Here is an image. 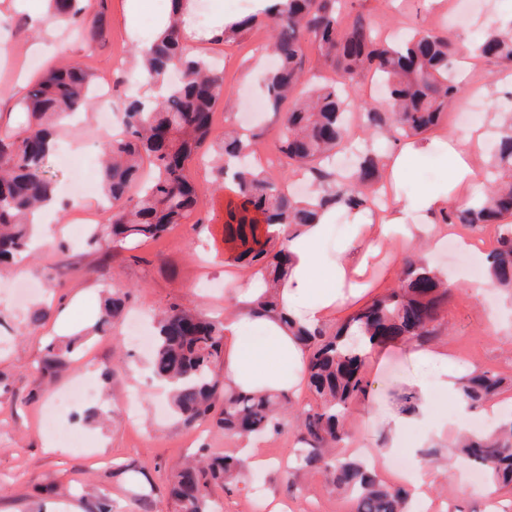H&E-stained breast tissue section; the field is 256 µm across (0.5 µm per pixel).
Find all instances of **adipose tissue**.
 I'll use <instances>...</instances> for the list:
<instances>
[{
  "instance_id": "adipose-tissue-1",
  "label": "adipose tissue",
  "mask_w": 512,
  "mask_h": 512,
  "mask_svg": "<svg viewBox=\"0 0 512 512\" xmlns=\"http://www.w3.org/2000/svg\"><path fill=\"white\" fill-rule=\"evenodd\" d=\"M472 150L471 139L449 141L450 180L446 188L422 196L418 206L420 221L409 222L410 207L399 199L372 224L366 223L364 211H352L354 232L350 247H358V256H350V248H344L334 261L323 260L320 244L332 211L323 212L319 223L298 235L287 226H279L278 239L292 260L287 278L276 290L278 308L263 316L253 314L252 303L262 293L259 280L238 286L234 294L237 311L224 322L225 383L242 391L300 393L307 379L308 352L289 331V322L322 325L335 312L365 296L369 284L364 276L393 232H402L411 240L438 236L436 218L449 205L463 203L465 195L475 196L482 190L483 178L471 162ZM415 357L431 370L434 383L447 392L453 415L465 418L468 411L458 389L456 365L447 349L434 346L416 352ZM418 396L416 413L392 417L380 455L398 448L407 430L417 423L430 425L422 439L426 445L447 431L448 417L436 408L429 385L419 384Z\"/></svg>"
}]
</instances>
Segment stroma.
<instances>
[{
	"mask_svg": "<svg viewBox=\"0 0 512 512\" xmlns=\"http://www.w3.org/2000/svg\"><path fill=\"white\" fill-rule=\"evenodd\" d=\"M127 4L128 0H103V36L83 42L73 39L63 24H29L30 14L44 9L43 0H0V91L11 96L0 108V130L26 124L21 100L43 69L77 62L92 72L95 84L111 80L112 93L102 98L99 111L81 114L57 128L56 138L63 145L80 146L84 156L100 163V145L106 139L99 127L100 112L111 113L113 122L121 123L128 96L138 93L144 82L133 63L132 49L151 32L129 30ZM455 4L456 0H443L439 5L430 0H358L359 10L372 20L380 36L412 29L448 31L462 57L471 62L463 74L466 93L457 105L480 109L481 123L468 127L450 117L427 134L433 150L411 159L393 184L394 194L407 202L447 181L449 135L496 133L495 110L512 96V75L495 59L474 51L494 21L512 16V0H496L493 8L473 15L463 31L455 27ZM268 38V30L258 28L234 43L195 45L206 56H223L226 98L213 115V138L201 147L191 166L203 202L198 217L188 218L161 238L133 250L113 247L107 237L95 249L84 238L70 235L72 210L54 212L50 219L57 232L55 242L40 245L27 262L26 277L38 282L40 294L25 304H15L5 290V280L0 279V512H72L76 507L90 512L100 495L105 496L111 512H134L127 473L131 467L154 488L143 512H175L166 488L192 445L207 446L214 454L235 447V440L217 427L193 428L158 415L161 399L150 378L149 353L136 348L124 329H117L112 337H93L83 351L52 374L42 375L39 367L49 341L68 339L94 322L102 289L131 291L132 311L146 317L173 302L220 315L229 305L232 288L227 271H235L238 280L248 279V271L234 260L235 244L224 239V206L230 190L220 186L212 167L225 130L247 118L264 94L266 68L260 63V48ZM456 233L474 238L481 248L463 256L443 239L426 251L450 282L437 342L458 361L459 374L474 369L499 374L505 384L497 397L498 406L511 408L512 297L489 291L479 274L485 249L494 246L496 227L460 226ZM413 252V244L400 238L384 243L370 273L373 295L399 285L403 261ZM202 279L211 281L209 291L197 290L196 283ZM45 304L52 307L51 318L42 328L29 329L31 310ZM417 348L415 341H399L386 346L381 360L368 363L370 395L365 403L352 405L347 415L344 427L352 444L343 448V455H351L352 445L361 442L378 445L398 410L394 393L430 380L429 371L413 357ZM111 365L117 372L108 393L61 411L55 420L44 417V407L56 391L79 375L100 378L102 368ZM292 402L294 411L283 416L281 434L255 443L258 454L268 461L267 468H246L237 477L233 492L216 491L214 500L223 512H263L253 493L258 482L265 494L288 501L295 512H350L349 500L334 492L320 474L310 476L295 492H287L282 467L295 446L293 414L315 406L316 400L305 391L293 396ZM95 409L109 411L111 421L102 424L87 419V412ZM470 472L469 466L452 463L447 475L437 477L428 488L422 512H444L450 502L470 512H487L486 484L471 482Z\"/></svg>",
	"mask_w": 512,
	"mask_h": 512,
	"instance_id": "obj_1",
	"label": "stroma"
}]
</instances>
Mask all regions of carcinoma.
<instances>
[{"label":"carcinoma","mask_w":512,"mask_h":512,"mask_svg":"<svg viewBox=\"0 0 512 512\" xmlns=\"http://www.w3.org/2000/svg\"><path fill=\"white\" fill-rule=\"evenodd\" d=\"M173 0L167 30L139 49L142 70L163 86L149 106L139 99L124 110V134L107 140L100 176L103 196L112 200L109 216L112 245L156 239L200 207L189 171L192 156L211 136L212 114L224 94V74L208 58L187 48L184 22ZM52 21L70 26L77 39L97 36L91 0H48ZM270 32L267 50L274 63L265 81V104L281 115L284 133L278 151L292 172L307 177L324 192L301 199L254 166L231 173L234 199L224 209V239L237 244V261L261 275L267 292L261 310L276 305L274 293L288 274L290 255L270 246L272 228L287 225L298 233L317 223L326 208H370L375 184L382 180L376 149L364 144L350 171L336 168V155L347 147L349 117L361 111L363 140L388 135L398 141L436 128L464 87L454 75L453 41L430 31L402 40L380 38L354 0H276L264 13L244 17L213 36L229 42L254 25ZM321 67L346 76L370 73L387 92L388 108L358 98L345 82L315 83L307 77V49ZM482 56L512 67V26L493 24L477 44ZM92 74L79 64L52 67L29 87L23 103L29 124L0 134V270L30 239V216L54 192L48 166L52 129L77 112L92 108ZM254 137L226 133L220 157L233 161L252 150ZM443 224L497 225L488 253L485 277L490 287L512 293V121L499 132L488 187L467 204L452 206L440 216ZM402 284L389 289L330 330L288 323L309 349L308 385L321 400L297 416L299 454L285 471L295 488L309 473H321L335 489L350 496L353 512H408L405 494L387 485L358 456L341 459L335 449L349 441L344 420L352 404L368 394L365 375L369 352L399 339L427 342L439 333V319L448 303V286L421 257H409ZM131 294L109 291L93 334L112 332ZM86 339L51 344L42 372L78 352ZM224 357V321L172 303L157 314L151 360L153 376L172 387L171 408L187 424L209 420L230 437L280 433L279 413L291 405L289 394L238 391L219 382L215 368ZM503 378L489 370L459 381L463 399L477 408L500 392ZM456 454L435 447L423 453L429 464L444 470L453 459L469 463L491 479L495 490L512 489V413L488 430L461 434ZM241 459L229 450L212 455L198 449L173 475L170 494L178 512H214L215 488L230 490Z\"/></svg>","instance_id":"obj_1"}]
</instances>
